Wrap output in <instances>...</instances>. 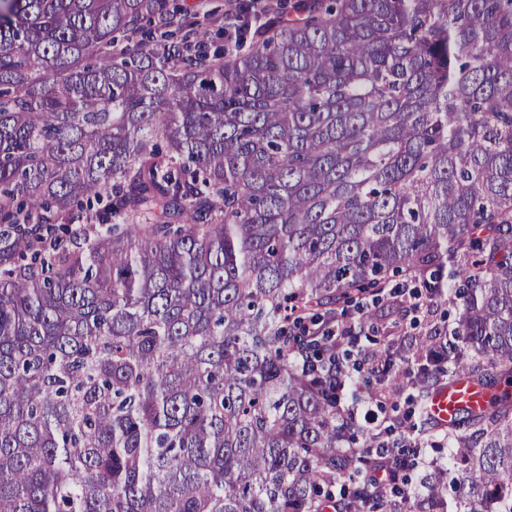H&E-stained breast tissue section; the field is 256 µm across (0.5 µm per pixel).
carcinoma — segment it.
<instances>
[{"label": "carcinoma", "instance_id": "1", "mask_svg": "<svg viewBox=\"0 0 512 512\" xmlns=\"http://www.w3.org/2000/svg\"><path fill=\"white\" fill-rule=\"evenodd\" d=\"M293 9L0 0V512H512V0ZM445 271L407 385L491 394L379 490L335 306ZM174 3L178 5L187 6L188 11L191 14H197L196 16L202 20L203 17L207 18L210 14H224V8L227 9V0H174ZM241 21L240 15L231 9L226 16H224V29H219L217 27H205L206 24L202 26L201 35L203 39L208 42H214L218 45L224 44V31L226 32H237L239 27V22Z\"/></svg>", "mask_w": 512, "mask_h": 512}]
</instances>
